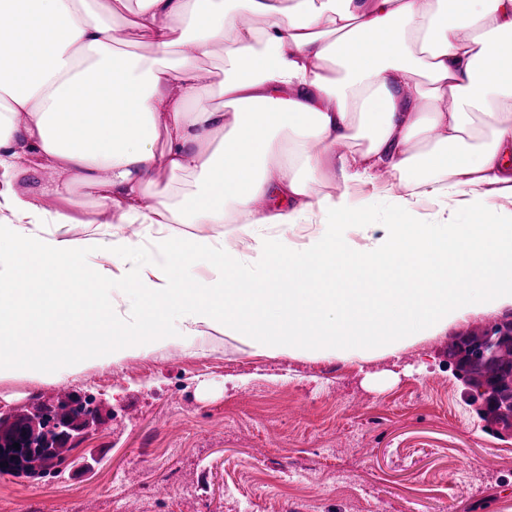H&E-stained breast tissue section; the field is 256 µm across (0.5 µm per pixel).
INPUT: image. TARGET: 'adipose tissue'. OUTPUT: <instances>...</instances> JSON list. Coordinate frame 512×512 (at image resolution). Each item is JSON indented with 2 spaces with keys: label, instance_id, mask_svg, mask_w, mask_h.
<instances>
[{
  "label": "adipose tissue",
  "instance_id": "obj_1",
  "mask_svg": "<svg viewBox=\"0 0 512 512\" xmlns=\"http://www.w3.org/2000/svg\"><path fill=\"white\" fill-rule=\"evenodd\" d=\"M138 3L150 59L118 57L124 26L84 0H0V169L24 181L0 224V378L30 366L26 344L50 381L207 328L253 355L362 365L512 305V222L481 193L512 196V0ZM221 43V102L204 104ZM380 173L403 187L384 224L352 197ZM81 187L140 225L144 260L126 237L69 236ZM88 317L93 342L62 335ZM223 66H224V45L218 44V45H215V47H214L213 55L201 63L202 69L209 72V77H210L209 81L207 83L201 84L203 87V93H204L202 102L208 103L211 100V97L213 94V90H212V86H211V82H212L211 72L216 71L217 69H219Z\"/></svg>",
  "mask_w": 512,
  "mask_h": 512
}]
</instances>
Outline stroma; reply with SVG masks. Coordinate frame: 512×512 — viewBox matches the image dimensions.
<instances>
[{
	"label": "stroma",
	"instance_id": "stroma-1",
	"mask_svg": "<svg viewBox=\"0 0 512 512\" xmlns=\"http://www.w3.org/2000/svg\"><path fill=\"white\" fill-rule=\"evenodd\" d=\"M67 394L98 417L55 473L0 474V512H512V437L486 430L447 339L360 367L207 329L55 382L2 378L0 418Z\"/></svg>",
	"mask_w": 512,
	"mask_h": 512
}]
</instances>
